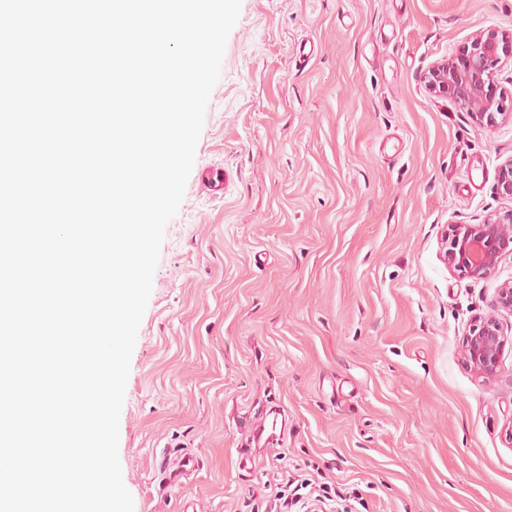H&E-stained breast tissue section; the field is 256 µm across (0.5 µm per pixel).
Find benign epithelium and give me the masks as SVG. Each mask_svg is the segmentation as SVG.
I'll list each match as a JSON object with an SVG mask.
<instances>
[{
	"label": "benign epithelium",
	"mask_w": 512,
	"mask_h": 512,
	"mask_svg": "<svg viewBox=\"0 0 512 512\" xmlns=\"http://www.w3.org/2000/svg\"><path fill=\"white\" fill-rule=\"evenodd\" d=\"M512 58V41L494 32H480L453 57L433 63L422 82L434 97H449L470 112L475 127L495 126L503 114L492 81L494 70ZM497 194L512 202V159L499 172ZM512 253V207L497 212L481 224H458L447 237L444 261L451 271L475 279L491 277L502 257ZM504 333L493 317H479L465 335L461 360L477 376L496 377L501 367Z\"/></svg>",
	"instance_id": "1"
}]
</instances>
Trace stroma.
Listing matches in <instances>:
<instances>
[{
    "label": "stroma",
    "instance_id": "35a3bbf8",
    "mask_svg": "<svg viewBox=\"0 0 512 512\" xmlns=\"http://www.w3.org/2000/svg\"><path fill=\"white\" fill-rule=\"evenodd\" d=\"M487 31L512 40V0H242L130 360L134 512H251L284 468L365 512H512V255L481 280L442 259L451 225L507 205L512 60L486 130L422 82ZM487 314L507 340L490 380L460 360ZM271 405L282 432L240 471ZM187 453L198 470L170 486Z\"/></svg>",
    "mask_w": 512,
    "mask_h": 512
}]
</instances>
